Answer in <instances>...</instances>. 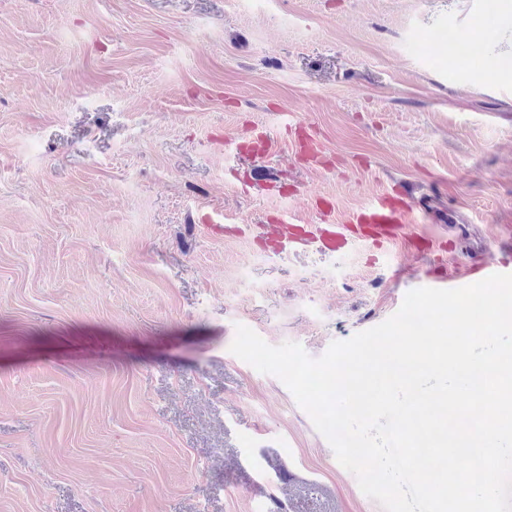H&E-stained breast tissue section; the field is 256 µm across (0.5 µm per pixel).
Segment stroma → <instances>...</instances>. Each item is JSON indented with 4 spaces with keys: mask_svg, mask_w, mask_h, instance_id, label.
<instances>
[{
    "mask_svg": "<svg viewBox=\"0 0 512 512\" xmlns=\"http://www.w3.org/2000/svg\"><path fill=\"white\" fill-rule=\"evenodd\" d=\"M489 9L0 0V512H384L230 346L242 324L316 359L512 253V20L490 63L454 58ZM256 125L271 149L236 152ZM400 187L453 210L407 227L454 239L446 266L248 232Z\"/></svg>",
    "mask_w": 512,
    "mask_h": 512,
    "instance_id": "stroma-1",
    "label": "stroma"
}]
</instances>
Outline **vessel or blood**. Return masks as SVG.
Returning a JSON list of instances; mask_svg holds the SVG:
<instances>
[{
  "mask_svg": "<svg viewBox=\"0 0 512 512\" xmlns=\"http://www.w3.org/2000/svg\"><path fill=\"white\" fill-rule=\"evenodd\" d=\"M324 219L319 224H268L264 227V239L273 242L276 251L287 250L289 244L308 241L325 250H335L357 240H368L376 248L392 244L412 246V238L403 234L405 225L415 222L417 217L433 218L430 204H421L411 209L401 199L389 193L372 198L353 212L344 223H336L331 210H324ZM512 274V260L487 258L472 263L465 276L470 281H480L492 274Z\"/></svg>",
  "mask_w": 512,
  "mask_h": 512,
  "instance_id": "obj_1",
  "label": "vessel or blood"
}]
</instances>
